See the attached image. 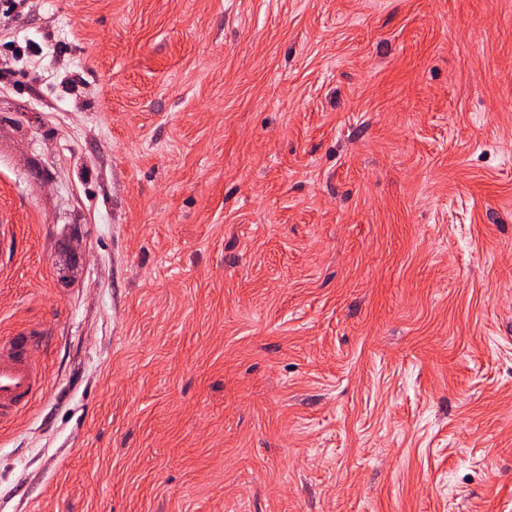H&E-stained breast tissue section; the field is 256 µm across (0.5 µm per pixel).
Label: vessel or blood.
<instances>
[{
    "instance_id": "b4317fda",
    "label": "vessel or blood",
    "mask_w": 512,
    "mask_h": 512,
    "mask_svg": "<svg viewBox=\"0 0 512 512\" xmlns=\"http://www.w3.org/2000/svg\"><path fill=\"white\" fill-rule=\"evenodd\" d=\"M48 333V328L39 327L0 339V426L41 394L42 375L31 351Z\"/></svg>"
}]
</instances>
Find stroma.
Segmentation results:
<instances>
[{"label":"stroma","instance_id":"1","mask_svg":"<svg viewBox=\"0 0 512 512\" xmlns=\"http://www.w3.org/2000/svg\"><path fill=\"white\" fill-rule=\"evenodd\" d=\"M0 221V512H512V0H23ZM48 335V328L39 327L0 339V426L42 393V375L31 350Z\"/></svg>","mask_w":512,"mask_h":512}]
</instances>
